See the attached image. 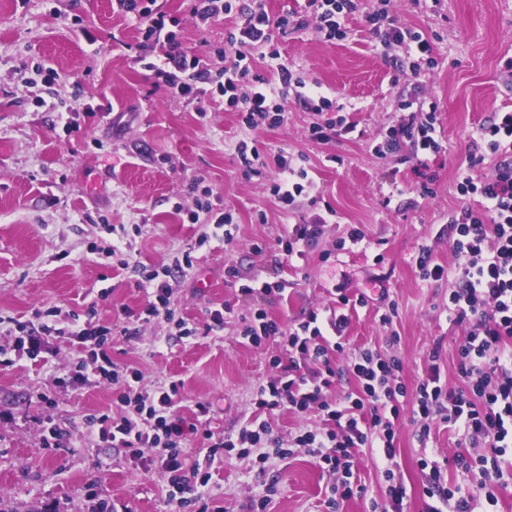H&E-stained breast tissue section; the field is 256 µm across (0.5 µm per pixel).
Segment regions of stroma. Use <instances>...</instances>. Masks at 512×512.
Returning a JSON list of instances; mask_svg holds the SVG:
<instances>
[{"label": "stroma", "instance_id": "stroma-1", "mask_svg": "<svg viewBox=\"0 0 512 512\" xmlns=\"http://www.w3.org/2000/svg\"><path fill=\"white\" fill-rule=\"evenodd\" d=\"M380 0H360L346 19L348 36L327 40L307 28L279 38L280 58L253 54L256 74L272 79L284 64L329 97L354 133L324 143L310 141L314 112L289 104L283 125L242 128L223 102L208 104L199 116L195 104L171 97L154 83L140 58L156 52L139 27L113 13L112 0H0V316L31 319L57 308L84 313L95 307L100 323L112 325V357L143 373L144 385L181 382L179 411L194 417L197 404L209 409L205 420L217 433H234L254 409L257 387L274 373L269 360L275 344L255 348L242 343L241 317L248 297L241 287L259 288L287 281L288 297L269 313L284 324L302 321L313 310L335 306L339 294H365L353 311L346 347L336 357L344 375L330 391L339 397L356 387L345 369L360 349L371 347L401 358L408 387H415L439 354L441 379L448 390L461 388L457 348L465 326L445 307L454 282L423 280L417 266L421 247L453 267L448 218L462 201L456 184L469 140L492 113L512 110V0H390V11L421 31L434 45L436 64L424 91L437 106L445 154L431 160L434 194H420L419 177L404 153L377 156L387 128L399 117L395 65L380 54L366 20ZM191 0H156L155 8L178 19L184 50L208 57L212 72L223 70L220 50L235 23L227 17L207 24L190 15ZM91 27L97 41L87 43L79 26ZM62 82H45L47 68ZM96 114L78 117L77 130L61 118L74 102ZM253 139L267 158L284 153L303 157L316 185L283 209L272 196L269 178L246 176L234 156L236 143ZM200 182L230 210L232 239L217 235L211 217L190 222L194 198L188 187ZM405 193L389 198L388 185ZM333 208V223L306 246L301 267L289 265L277 245L286 225L310 223ZM124 228L122 239L109 226ZM364 240L338 249L352 228ZM119 241L132 262L146 267L172 263L192 251L186 276L177 277L171 304L190 323L205 324L208 310L229 306L222 329L191 338L166 325L138 326L148 301L146 288L129 269L113 265L98 247ZM239 272L236 284L225 268ZM395 307L392 325L379 321ZM138 327L137 335L124 327ZM47 363L20 359L0 362V507L6 512H89V493L121 506L122 512H175L159 468L127 463L122 452L88 437V415L117 410L111 386L71 391L55 385L54 371L80 355L77 343L55 341ZM55 399L46 407L43 396ZM397 435L393 470L407 489L405 512H424L425 474L419 461L439 454L473 456L454 428L433 424L420 445L410 408ZM62 431L60 447L42 448L47 422ZM360 492L340 512H369L386 498L385 466L375 451L360 448ZM327 477L304 451L270 460L225 457L209 487L211 501L224 512H247L251 498L270 496L267 512H325Z\"/></svg>", "mask_w": 512, "mask_h": 512}]
</instances>
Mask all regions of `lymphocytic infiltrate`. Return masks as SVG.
Here are the masks:
<instances>
[{
  "instance_id": "obj_1",
  "label": "lymphocytic infiltrate",
  "mask_w": 512,
  "mask_h": 512,
  "mask_svg": "<svg viewBox=\"0 0 512 512\" xmlns=\"http://www.w3.org/2000/svg\"><path fill=\"white\" fill-rule=\"evenodd\" d=\"M155 0H113L112 9L134 19L144 40L159 44L164 52L157 61L146 63L157 83L175 97L202 102L222 96L226 111L238 113L243 127L281 125L288 102L294 101L316 112L309 136L325 142L332 136L354 132L355 126L335 112L332 100L316 87L307 85L286 66L277 69L276 81L253 71L251 51L266 49L278 59L279 37L288 31L314 26L324 38L348 35L345 20L357 8L356 0H305L302 9H289L270 16L265 0H192L195 20L208 23L234 13L236 25L225 35L229 61L222 78H215L205 57L182 49L177 31L168 29L163 13L154 9ZM380 51L392 55L402 79L411 85L415 98L398 104L401 117L391 125L375 152L384 156L409 151L417 169L428 158L442 153L437 137L436 110L423 95L427 72L436 63L432 43L419 31L404 26L387 9L369 18ZM493 158L494 172L484 176L475 169L485 158ZM468 172L460 177L456 191L463 204L451 218L452 248L459 258L455 286L448 294V311L456 322L467 324L468 332L457 353L463 386L450 392L441 383L438 365H431L426 378L408 388L403 362L395 355L365 348L351 361L348 370L356 388L341 399H329L328 391L341 373L334 356L344 350V332L349 323L345 312L351 305H365V295H339V309L328 315L310 312L297 327H289L268 315L265 306L282 297L284 283L263 288H244L255 304L243 321L240 335L254 347L275 342L278 353L270 359L277 373L256 391L254 405L260 411L282 408L300 415L318 410L323 425L302 430L289 441L276 436L268 420L248 419L237 433L222 437L199 430L176 409L180 396L177 382L147 386L141 371L112 358V328L99 324L96 308L72 315L67 326H58L56 309L36 312L34 320H13L7 342L0 343V356L37 359L58 338L85 346L83 357L59 367L55 383L72 389L90 383L110 385L121 404L120 411L88 416L100 440L123 452L127 462L159 464L169 486L168 502L180 512H209V483L215 463L225 454L250 455L259 451L260 462L285 459L295 449H304L328 475L325 488L327 512H338L341 501L352 496L355 485V451L377 449L383 463L396 457L397 433L401 424V401L412 400L411 422L420 442H427L434 422L461 429L465 441L483 446L476 460L459 455L456 466L470 469L479 463L483 475L479 493L448 487L445 465L430 458L422 494L425 512H475L477 496L497 503L495 487L503 485L505 462L512 452V112H496L485 121L468 145ZM278 175L270 185L272 195L290 208L308 192L313 182L306 169L277 155ZM190 252H183L173 265L145 271L141 281L150 288V299L138 318L144 323L176 325L183 336L199 329L177 317L171 306L177 270L192 268ZM202 436L206 452L193 467L183 462V445L189 437Z\"/></svg>"
}]
</instances>
